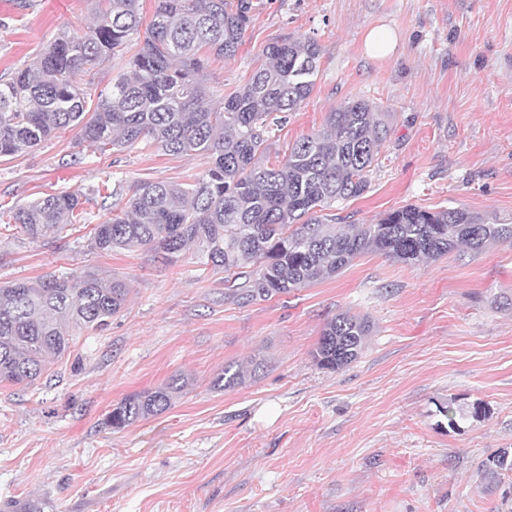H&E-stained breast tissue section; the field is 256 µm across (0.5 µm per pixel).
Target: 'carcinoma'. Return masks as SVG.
I'll return each mask as SVG.
<instances>
[{"mask_svg":"<svg viewBox=\"0 0 512 512\" xmlns=\"http://www.w3.org/2000/svg\"><path fill=\"white\" fill-rule=\"evenodd\" d=\"M142 0H95L97 20L63 31L41 56L0 81V158L14 157L76 126L104 153L138 142L166 155H204L211 165L193 183L144 182L130 188L127 210L93 227L89 246L112 251L146 246L174 258L190 246L224 270L229 295L265 301L338 274L365 253L407 264L437 259L459 245L475 252L512 242V224L465 207L436 211L407 205L374 224H339L333 203L358 198L389 133V113L363 99L328 113L325 127L298 140L267 166L273 127L314 91L321 49L311 38L265 46V62L219 102L209 100L201 51L231 59L253 20L250 0H155L148 36L135 53ZM122 60L129 72L100 89L96 65ZM76 193L49 194L4 214L32 242L57 239L84 221ZM119 279L73 268L36 281L0 285V383L28 385L47 359L65 356L75 328L102 331L127 301ZM371 324L339 313L327 321L312 356L338 371L363 352ZM242 370L214 380L243 382ZM180 378L112 406L105 425L123 430L169 410ZM496 479L512 473L504 449L480 464Z\"/></svg>","mask_w":512,"mask_h":512,"instance_id":"cac0c4a2","label":"carcinoma"}]
</instances>
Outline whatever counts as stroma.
Wrapping results in <instances>:
<instances>
[{
  "mask_svg": "<svg viewBox=\"0 0 512 512\" xmlns=\"http://www.w3.org/2000/svg\"><path fill=\"white\" fill-rule=\"evenodd\" d=\"M253 2L235 58L210 59V95L242 84L270 42L321 48L315 89L275 131L267 163L365 99L389 113L390 134L366 192L334 213L372 224L407 204L463 206L512 224V0ZM14 3L0 12V80L94 21L91 0ZM376 27L397 39L384 59L365 53ZM208 165L140 144L102 154L73 129L0 160L1 210L70 191L87 212L48 242L0 226V285L81 266L129 288L108 330H75L40 379L0 384V512H512V477L479 468L512 450V244L417 264L367 253L248 304L196 250L172 260L146 247L88 250L106 177L183 183ZM342 312L373 332L357 360L330 371L312 352ZM228 366L244 368L245 382L214 387ZM175 374L187 384L169 410L105 426L114 404Z\"/></svg>",
  "mask_w": 512,
  "mask_h": 512,
  "instance_id": "35a3bbf8",
  "label": "stroma"
}]
</instances>
